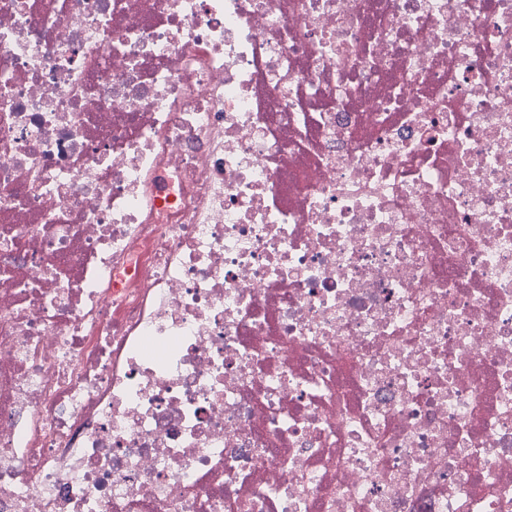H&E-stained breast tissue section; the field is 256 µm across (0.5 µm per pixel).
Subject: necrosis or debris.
Segmentation results:
<instances>
[{
	"instance_id": "1",
	"label": "necrosis or debris",
	"mask_w": 512,
	"mask_h": 512,
	"mask_svg": "<svg viewBox=\"0 0 512 512\" xmlns=\"http://www.w3.org/2000/svg\"><path fill=\"white\" fill-rule=\"evenodd\" d=\"M0 512H512V0H0Z\"/></svg>"
}]
</instances>
